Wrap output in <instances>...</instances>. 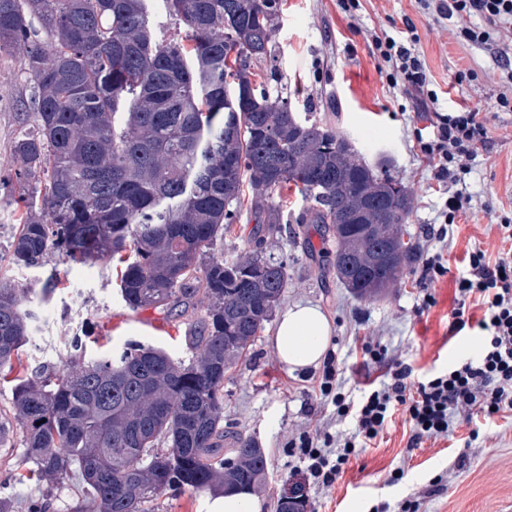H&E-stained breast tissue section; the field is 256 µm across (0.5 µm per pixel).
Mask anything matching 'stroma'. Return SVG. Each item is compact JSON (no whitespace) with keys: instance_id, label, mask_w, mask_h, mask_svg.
Masks as SVG:
<instances>
[{"instance_id":"stroma-1","label":"stroma","mask_w":512,"mask_h":512,"mask_svg":"<svg viewBox=\"0 0 512 512\" xmlns=\"http://www.w3.org/2000/svg\"><path fill=\"white\" fill-rule=\"evenodd\" d=\"M362 8L345 14L339 0H284L274 56L277 87L286 88L297 115L311 114L348 137L361 158L386 172L411 192L412 208L403 226L404 241L415 251L442 253L449 273L431 285L436 303L423 316L413 314L420 287L412 267L381 297L360 298L336 282V272L322 262L327 244L314 224L297 223L303 208L293 200L289 223L270 225L263 249L285 264L288 283L281 306L297 302L319 305L333 323L331 350L361 347V337L398 340L399 354L416 374L448 369L469 357L478 330L450 331L456 306L454 277L465 254L484 250L490 258L512 250L497 230L500 214L512 209V112L498 108L502 75L489 50L457 40L455 22L436 21L415 0H361ZM419 38L417 47L431 75L430 87L442 110L478 103L488 128L489 147L471 163L466 179L472 207L461 214L453 232L428 241L422 227L434 223L445 196L422 158L416 132L425 120L401 87L390 85L386 69L370 54L372 34ZM474 70L473 80L457 75ZM24 78L14 59L0 55V169L11 160V146L23 133L19 101ZM19 231L13 207L0 203V280L29 290V340L17 376L32 374L47 363L67 359L73 337H81L88 356L101 346L117 348L130 340L164 349L173 359L189 360V331L200 327L207 301L193 308L132 310L120 296L118 261L77 264L56 254L36 267L15 265L11 243ZM59 284L50 295L42 288L49 276ZM81 319H74V311ZM275 322L236 359L224 376L225 431L252 440L268 461V480L256 494L265 512H277L282 494L302 485L307 512H370L372 506L395 503L410 495H426L424 512H512V414L486 421L474 418L456 425L447 437L426 441L410 451L409 422L396 410L383 434L351 458L342 477L328 491L318 490L288 454V444L306 427L326 425L332 408L316 398L311 371H288L271 345ZM25 436L13 404V384L0 379V479L25 472ZM404 477L390 483L393 470ZM443 476L445 490L428 495L429 481Z\"/></svg>"}]
</instances>
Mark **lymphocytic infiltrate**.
I'll use <instances>...</instances> for the list:
<instances>
[{"label":"lymphocytic infiltrate","instance_id":"f902f5d3","mask_svg":"<svg viewBox=\"0 0 512 512\" xmlns=\"http://www.w3.org/2000/svg\"><path fill=\"white\" fill-rule=\"evenodd\" d=\"M437 19H458L461 41L489 46L512 35V0H417ZM370 53L390 64V83L403 89L420 105L430 106L431 131L420 140L419 149L428 161L434 179L448 186L443 220L424 229L426 239L444 241L457 216L469 209L466 192L470 163L485 146L488 129L479 108L462 107L440 112L439 98L429 89L425 62L415 42L388 35H372ZM457 305L451 313L452 332L473 326L484 343L479 352L445 372L418 378L413 367L400 359L395 349L372 336L364 337L363 364L380 374L378 385L366 390L360 401H351L344 391L343 370L336 353H328L318 375L321 400L332 404L337 421L353 419L355 431L336 438L318 426L299 434L290 446L301 469L321 490L332 489L343 467L359 448L375 440L395 410L409 417L408 449L428 440L447 436L454 424L480 416L490 420L512 412V253L497 258L485 251L468 252L455 278ZM478 300L485 307L480 320H472L467 305Z\"/></svg>","mask_w":512,"mask_h":512}]
</instances>
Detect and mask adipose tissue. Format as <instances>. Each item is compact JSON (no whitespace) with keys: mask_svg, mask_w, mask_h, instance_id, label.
<instances>
[{"mask_svg":"<svg viewBox=\"0 0 512 512\" xmlns=\"http://www.w3.org/2000/svg\"><path fill=\"white\" fill-rule=\"evenodd\" d=\"M333 336V326L321 307L298 302L279 315L274 351L289 371L319 366Z\"/></svg>","mask_w":512,"mask_h":512,"instance_id":"adipose-tissue-1","label":"adipose tissue"}]
</instances>
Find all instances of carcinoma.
Returning a JSON list of instances; mask_svg holds the SVG:
<instances>
[{
  "mask_svg": "<svg viewBox=\"0 0 512 512\" xmlns=\"http://www.w3.org/2000/svg\"><path fill=\"white\" fill-rule=\"evenodd\" d=\"M154 0H0V54L18 53L27 131L0 187L24 213L17 265L56 252L125 264L132 309L209 300L189 362L130 341L14 386L33 474L79 473L72 512H154L166 488H255L261 448L234 439L224 461V373L270 321L287 285L283 262L254 250L214 259L224 225L281 224L274 194L293 191L303 224L336 244V282L360 297L394 285L413 254L401 224L410 193L356 158L352 143L255 80L273 59L281 0H160L182 29L166 37ZM28 292L0 282V377L28 341ZM0 512H45L39 496L1 497Z\"/></svg>",
  "mask_w": 512,
  "mask_h": 512,
  "instance_id": "carcinoma-1",
  "label": "carcinoma"
}]
</instances>
